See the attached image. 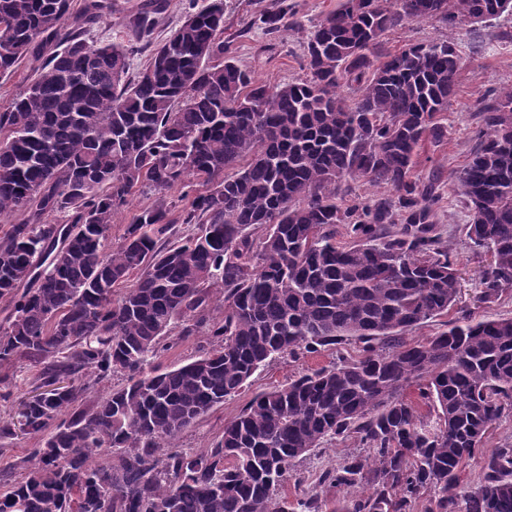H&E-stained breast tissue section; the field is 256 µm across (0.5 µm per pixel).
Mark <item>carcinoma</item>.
<instances>
[{"label": "carcinoma", "instance_id": "carcinoma-1", "mask_svg": "<svg viewBox=\"0 0 512 512\" xmlns=\"http://www.w3.org/2000/svg\"><path fill=\"white\" fill-rule=\"evenodd\" d=\"M256 5L249 27H299L288 0ZM70 8L0 0L1 74L61 47L0 113V216L26 215L0 237V366L41 364L0 426L40 438L0 483V512H323L319 487L344 492L333 512H512V441L484 448L512 415V318L461 310L404 340L457 304L438 196L410 173L444 137L461 56L449 41L383 50L406 22L488 23L512 0H342L307 35L304 76L276 85L224 57V0L133 75V50L87 40ZM160 9L132 17L137 39ZM476 138L456 181L493 303L512 288V86L484 101ZM357 181L395 197L352 198ZM146 189L152 205L112 243ZM202 328L197 358L147 369ZM347 342L357 357L256 396L211 448L178 445L270 363ZM116 373L127 383L98 393ZM333 441L359 452L288 498L290 469ZM153 199L154 197L150 193H136L133 197H131L128 209L118 213L114 217L112 224V243L117 242L120 236L124 233L128 225L131 213L139 208L151 205Z\"/></svg>", "mask_w": 512, "mask_h": 512}]
</instances>
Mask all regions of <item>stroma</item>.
<instances>
[{
    "label": "stroma",
    "mask_w": 512,
    "mask_h": 512,
    "mask_svg": "<svg viewBox=\"0 0 512 512\" xmlns=\"http://www.w3.org/2000/svg\"><path fill=\"white\" fill-rule=\"evenodd\" d=\"M142 0H112V11L99 20L84 19V0H71L70 21L82 23L90 40L113 41L128 46L135 39L129 20ZM301 29L269 38L249 22L257 6L255 0H224L225 54L247 67L256 79L271 84L283 83L303 74L302 43L305 33L322 17L336 9L340 0H292ZM512 16L505 14L486 24L451 27L433 20L407 22L391 31L384 44L395 52L415 43L449 40L456 43L462 65L447 112L439 117L445 128L443 140L425 144L416 166L413 180L432 181L439 196L438 227L453 245L459 271L458 304L476 315L489 318H512V291L490 304L478 299L480 272L489 261L485 250L473 248L462 229L469 217L454 182V174L469 160L476 145L477 112L487 98L512 85ZM352 344L332 346L306 358L294 361L276 360L259 370L248 387L238 396L215 407L180 440L182 447L204 450L211 447L221 434L225 422L236 416L256 395L284 384L288 379L309 369L331 365L339 354L355 353ZM34 373L30 362L18 359L0 367V423L10 421L20 400L30 391Z\"/></svg>",
    "instance_id": "35a3bbf8"
}]
</instances>
